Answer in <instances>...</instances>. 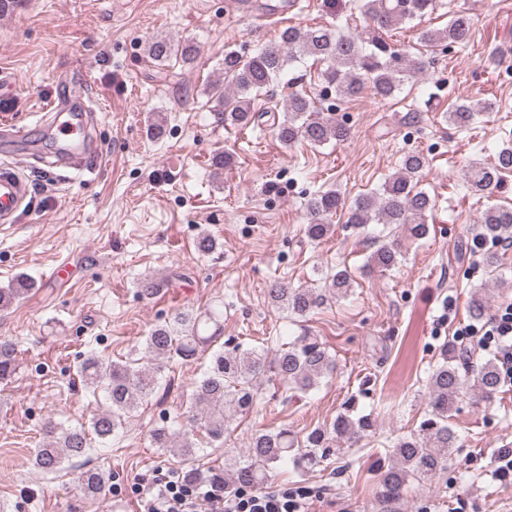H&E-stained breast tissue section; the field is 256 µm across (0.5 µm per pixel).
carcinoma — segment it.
Segmentation results:
<instances>
[{"label": "carcinoma", "mask_w": 512, "mask_h": 512, "mask_svg": "<svg viewBox=\"0 0 512 512\" xmlns=\"http://www.w3.org/2000/svg\"><path fill=\"white\" fill-rule=\"evenodd\" d=\"M440 0H357L353 9L368 21L365 35L343 32L335 27L289 26L277 40L245 54L224 51V84L211 87L215 99V122L226 128H245L258 119L254 102L266 96L278 79L310 61L321 66L318 81L336 89L345 98H359L365 92L382 100L397 96L405 84L433 62V54L445 44L464 45L468 41L472 19L465 5L448 4V23L443 28H424L418 33L421 46L414 53L391 45L385 35L392 28L422 20L437 10ZM149 57L164 63L174 54L171 43L155 39L148 46ZM283 104V119L272 124L277 140L290 146L299 140L323 146L341 144L351 135V127L324 113L308 93L293 89ZM494 111L488 100L466 99L453 104L446 112L448 123L468 128L486 113ZM427 166L418 152L405 154L399 170L382 185L357 196L345 204L340 192L328 189L317 192L307 204L310 222L305 227L308 240L317 242L331 232L329 217L348 206V223L356 228L369 224L401 226L414 239H423L430 232L429 213L435 201L418 187L419 177ZM512 169V147L503 146L493 166L471 165L463 173L470 192L480 198L493 197L501 185V174ZM480 239L498 243L512 240V208L490 205L474 225ZM374 249L366 258L365 268L388 270L397 265L401 246L397 239L373 242ZM351 275L345 269L326 273L325 287L340 297L350 292ZM33 287L21 275L9 288H0V308L20 300ZM267 297L292 319L305 318L323 301L314 288H290L274 280L267 288ZM469 314L479 320L489 310L488 289H476L469 300ZM222 330L219 314L181 311L162 325L152 329L145 338V349L153 364L137 362L105 363L90 355L80 364L83 384L103 393L108 409L96 415L91 431L101 440L117 437L138 408L158 389L165 378L164 362H187L207 350ZM460 354L455 344L444 349L442 362L428 379V411L417 430L395 439L388 451V463L376 471L377 498L395 501L404 497L414 482H423L446 468L448 458L457 447L458 436L449 419L458 402L467 394L480 401H490L498 392L500 378L494 362L488 360L471 375L461 374ZM17 351L12 341L0 337V382L14 376L18 369ZM336 369L335 359L317 339L302 333L289 339L288 346L269 354L263 347L243 348L232 339L213 351L207 368L201 373L191 394L192 415L189 427L162 423L151 437L157 448H179L183 462L182 477L188 484H211L217 480L224 489L258 488L265 484L277 466L289 463L296 467L327 453L336 443H354L373 428L370 416L357 414L358 401L350 397L331 424L318 427L303 437L286 428L254 435L246 455L224 462V468L202 469L199 453L205 448L194 441V430L205 432L208 445L224 440L227 423L244 417L254 408L260 382L275 378L294 393H305L318 386L320 380ZM48 439L45 447L35 450L34 463L46 473L63 469L64 464L88 455L90 441L86 428L65 427L48 423L43 430ZM80 488L84 496L95 498L105 487L104 475L96 470L80 472Z\"/></svg>", "instance_id": "1"}]
</instances>
